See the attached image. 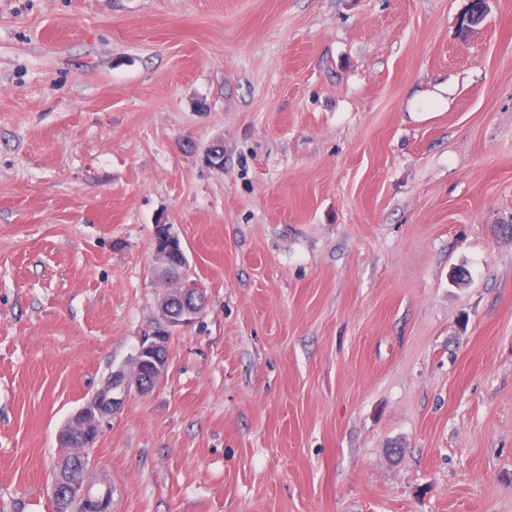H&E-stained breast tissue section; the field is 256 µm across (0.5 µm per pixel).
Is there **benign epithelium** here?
I'll list each match as a JSON object with an SVG mask.
<instances>
[{
	"instance_id": "obj_1",
	"label": "benign epithelium",
	"mask_w": 512,
	"mask_h": 512,
	"mask_svg": "<svg viewBox=\"0 0 512 512\" xmlns=\"http://www.w3.org/2000/svg\"><path fill=\"white\" fill-rule=\"evenodd\" d=\"M157 236L154 259L158 268L165 270L169 267L168 256L177 251L181 241L168 224L158 225ZM172 293L186 299L180 313L175 316L168 311L170 296L161 298L159 309L164 332L143 341L133 362L112 370L111 378L71 416L59 434L64 447L72 448L78 443L92 445L105 419L120 409L131 394L147 395L164 378L169 365V337L174 330L194 323L206 303L203 289L184 278L178 280ZM86 473L87 461L72 463L69 457H64L55 475L52 495L59 496L65 503L78 502L84 491Z\"/></svg>"
}]
</instances>
